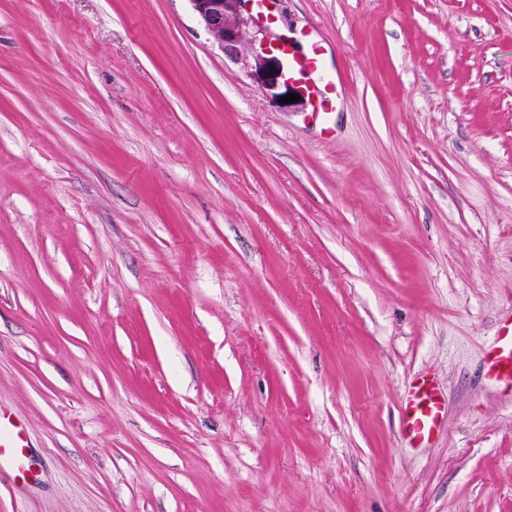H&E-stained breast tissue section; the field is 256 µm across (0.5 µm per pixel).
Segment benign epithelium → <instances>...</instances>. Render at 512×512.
<instances>
[{"label":"benign epithelium","instance_id":"obj_1","mask_svg":"<svg viewBox=\"0 0 512 512\" xmlns=\"http://www.w3.org/2000/svg\"><path fill=\"white\" fill-rule=\"evenodd\" d=\"M204 28L229 57L238 55L253 19L245 0H190Z\"/></svg>","mask_w":512,"mask_h":512}]
</instances>
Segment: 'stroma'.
<instances>
[{
    "mask_svg": "<svg viewBox=\"0 0 512 512\" xmlns=\"http://www.w3.org/2000/svg\"><path fill=\"white\" fill-rule=\"evenodd\" d=\"M276 11L325 118L190 0H0V512H512V0ZM275 0H250L252 16L268 29L276 28V16L273 5ZM275 32V31H274ZM270 40L269 48L288 57V79L298 80L297 76L304 79L300 90L306 95L310 103L311 113L322 117L331 112H336L343 97L341 82L325 78L326 52L315 28L302 34L308 44L307 50H301L296 45L297 38L292 41L287 35L277 33ZM257 39H254L253 53L256 65L260 68L266 61L265 55L270 50L266 40L259 41V50L256 48ZM488 374L512 389V313L503 319L496 343L487 354ZM443 398L434 379L422 375L403 407V435L415 443L429 441L442 422ZM27 451L28 446L23 426L0 410V466L7 459L17 475L27 480L32 472Z\"/></svg>",
    "mask_w": 512,
    "mask_h": 512,
    "instance_id": "stroma-1",
    "label": "stroma"
}]
</instances>
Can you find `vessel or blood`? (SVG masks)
I'll return each mask as SVG.
<instances>
[{"label": "vessel or blood", "instance_id": "b4317fda", "mask_svg": "<svg viewBox=\"0 0 512 512\" xmlns=\"http://www.w3.org/2000/svg\"><path fill=\"white\" fill-rule=\"evenodd\" d=\"M254 18L274 35L271 50L288 58L289 79H302L301 91L310 103L312 115L321 117L336 111L343 96L341 84L325 76L326 52L316 29L304 32L307 49L297 47L287 35L276 32L274 0H250ZM489 375L512 388V315L504 318L497 340L487 354ZM443 398L433 378L421 376L414 383L403 407V434L411 441H429L442 422ZM23 426L0 413V463L10 462L17 475L29 478L32 469Z\"/></svg>", "mask_w": 512, "mask_h": 512}]
</instances>
